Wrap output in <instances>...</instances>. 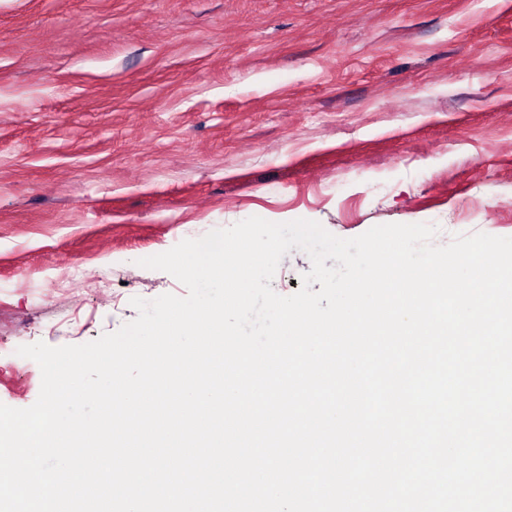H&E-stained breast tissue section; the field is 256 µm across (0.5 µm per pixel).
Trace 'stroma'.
I'll list each match as a JSON object with an SVG mask.
<instances>
[{
	"label": "stroma",
	"mask_w": 512,
	"mask_h": 512,
	"mask_svg": "<svg viewBox=\"0 0 512 512\" xmlns=\"http://www.w3.org/2000/svg\"><path fill=\"white\" fill-rule=\"evenodd\" d=\"M253 216L512 237V0H0V403Z\"/></svg>",
	"instance_id": "obj_1"
}]
</instances>
